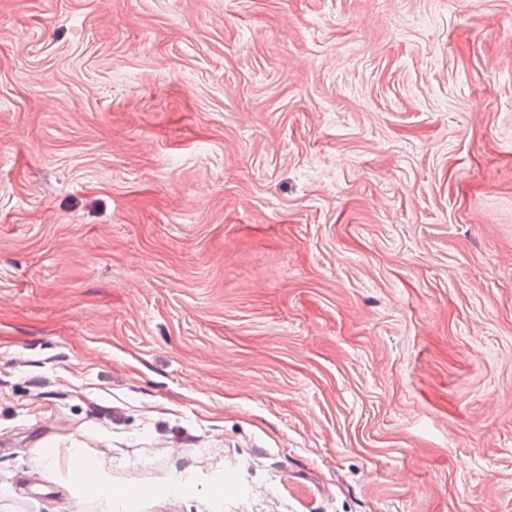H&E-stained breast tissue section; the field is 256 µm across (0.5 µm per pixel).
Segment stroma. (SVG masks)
I'll return each instance as SVG.
<instances>
[{"mask_svg": "<svg viewBox=\"0 0 512 512\" xmlns=\"http://www.w3.org/2000/svg\"><path fill=\"white\" fill-rule=\"evenodd\" d=\"M70 448L512 512V0H0V512H99Z\"/></svg>", "mask_w": 512, "mask_h": 512, "instance_id": "1", "label": "stroma"}]
</instances>
